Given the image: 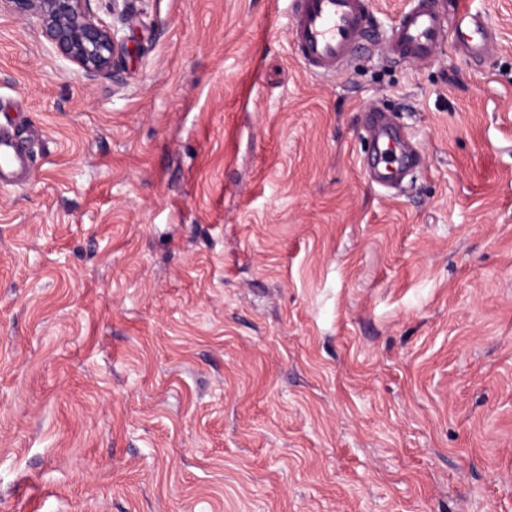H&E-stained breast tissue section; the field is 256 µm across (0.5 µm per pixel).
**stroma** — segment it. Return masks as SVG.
<instances>
[{
  "mask_svg": "<svg viewBox=\"0 0 512 512\" xmlns=\"http://www.w3.org/2000/svg\"><path fill=\"white\" fill-rule=\"evenodd\" d=\"M467 2L481 63L316 77L286 0H89L94 81L0 8V512H512V0ZM369 112L365 131L371 151L365 169L372 182L386 185L414 169L420 162V153L404 141L388 113L381 110ZM30 164V156L21 145L17 133L0 124V183L15 182L16 172Z\"/></svg>",
  "mask_w": 512,
  "mask_h": 512,
  "instance_id": "35a3bbf8",
  "label": "stroma"
}]
</instances>
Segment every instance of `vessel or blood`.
<instances>
[{"instance_id": "obj_1", "label": "vessel or blood", "mask_w": 512, "mask_h": 512, "mask_svg": "<svg viewBox=\"0 0 512 512\" xmlns=\"http://www.w3.org/2000/svg\"><path fill=\"white\" fill-rule=\"evenodd\" d=\"M288 11L299 57L314 75L339 71L350 56L375 42L370 0H289ZM446 43L467 59L478 61L489 53L494 35L461 2L449 26L439 0H410L382 50L397 61L425 60ZM365 131L371 145L365 169L372 182H394L419 164V151L404 141L388 113L371 111ZM30 163L17 133L0 125V183L13 182L16 172Z\"/></svg>"}]
</instances>
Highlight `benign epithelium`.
Returning a JSON list of instances; mask_svg holds the SVG:
<instances>
[{
	"mask_svg": "<svg viewBox=\"0 0 512 512\" xmlns=\"http://www.w3.org/2000/svg\"><path fill=\"white\" fill-rule=\"evenodd\" d=\"M38 18L42 34L60 57L94 81L111 74L124 49L118 29L96 21L87 0H3Z\"/></svg>",
	"mask_w": 512,
	"mask_h": 512,
	"instance_id": "7a95c632",
	"label": "benign epithelium"
}]
</instances>
